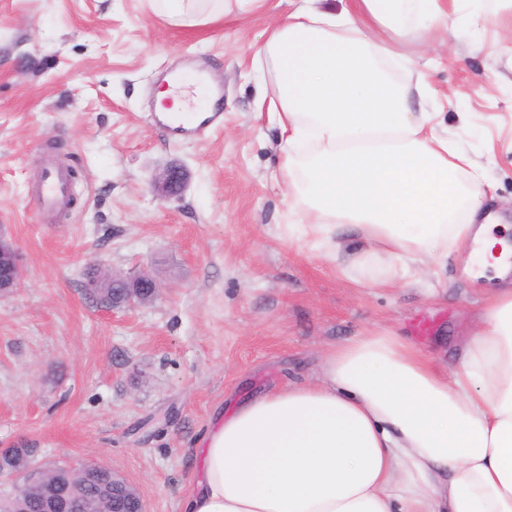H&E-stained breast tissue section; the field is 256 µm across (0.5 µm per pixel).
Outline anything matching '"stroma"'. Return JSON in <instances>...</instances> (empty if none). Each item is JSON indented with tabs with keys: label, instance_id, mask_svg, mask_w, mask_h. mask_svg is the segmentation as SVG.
I'll return each instance as SVG.
<instances>
[{
	"label": "stroma",
	"instance_id": "1",
	"mask_svg": "<svg viewBox=\"0 0 512 512\" xmlns=\"http://www.w3.org/2000/svg\"><path fill=\"white\" fill-rule=\"evenodd\" d=\"M289 10L266 0L184 28L152 0H0V233L26 272L0 298L1 446L99 461L148 512H180L211 422L313 379L336 344L390 331L454 372L452 345L493 288L462 256L386 285L373 275L391 256L348 266L357 237L340 239L335 262L288 236L278 129L255 106L271 81L252 55ZM500 10L460 0L456 38L443 26L379 37L410 58L389 62L397 83L428 81L435 132L482 168L484 201L512 225V37ZM197 69L220 87L221 115L177 139L156 118V92L167 73ZM52 163L77 172V202L49 213L36 187ZM170 165L189 179L166 199L154 182ZM97 261L116 274L149 266L158 297L100 308L84 276Z\"/></svg>",
	"mask_w": 512,
	"mask_h": 512
}]
</instances>
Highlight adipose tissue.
I'll return each mask as SVG.
<instances>
[{"mask_svg":"<svg viewBox=\"0 0 512 512\" xmlns=\"http://www.w3.org/2000/svg\"><path fill=\"white\" fill-rule=\"evenodd\" d=\"M180 27L231 0H157ZM298 0L255 52L272 76L258 107L279 130L288 230L335 252L352 229L408 262L455 251L501 285L447 374L417 345L370 333L326 352L317 377L267 390L218 419L183 512H512V241L482 208L481 170L382 65L400 59L368 28L447 22L444 0ZM388 267L382 281L405 275Z\"/></svg>","mask_w":512,"mask_h":512,"instance_id":"1","label":"adipose tissue"}]
</instances>
